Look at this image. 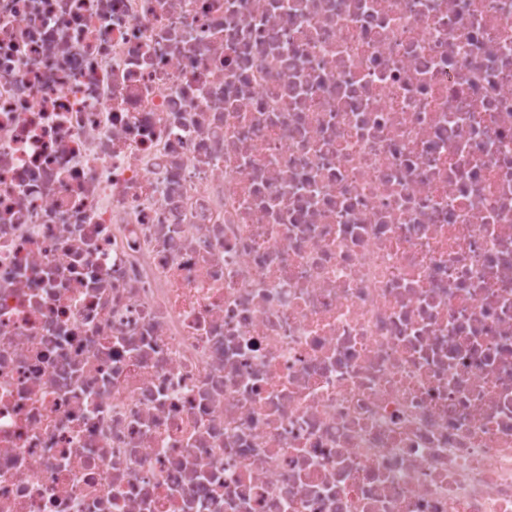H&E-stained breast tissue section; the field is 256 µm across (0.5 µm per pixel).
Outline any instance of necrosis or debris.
<instances>
[{"instance_id": "1", "label": "necrosis or debris", "mask_w": 512, "mask_h": 512, "mask_svg": "<svg viewBox=\"0 0 512 512\" xmlns=\"http://www.w3.org/2000/svg\"><path fill=\"white\" fill-rule=\"evenodd\" d=\"M0 512H512V0H0Z\"/></svg>"}]
</instances>
